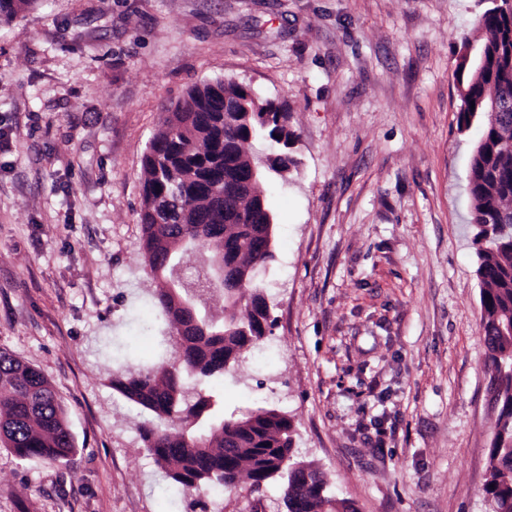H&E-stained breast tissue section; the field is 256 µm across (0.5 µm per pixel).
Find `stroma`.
Returning <instances> with one entry per match:
<instances>
[{"label": "stroma", "mask_w": 512, "mask_h": 512, "mask_svg": "<svg viewBox=\"0 0 512 512\" xmlns=\"http://www.w3.org/2000/svg\"><path fill=\"white\" fill-rule=\"evenodd\" d=\"M483 0H36L0 20V351L66 411L69 464L0 447V512H286L244 479L207 509L146 451L112 388L158 287L142 159L193 86L285 101L298 161L272 181L271 334L213 389L274 408L294 455L359 512H486L497 415L470 245L455 71Z\"/></svg>", "instance_id": "obj_1"}]
</instances>
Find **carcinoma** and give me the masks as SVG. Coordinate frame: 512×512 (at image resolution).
Masks as SVG:
<instances>
[{
  "label": "carcinoma",
  "mask_w": 512,
  "mask_h": 512,
  "mask_svg": "<svg viewBox=\"0 0 512 512\" xmlns=\"http://www.w3.org/2000/svg\"><path fill=\"white\" fill-rule=\"evenodd\" d=\"M36 0H0L10 19ZM478 45L465 37L456 72L464 87L457 128L475 123L482 136L470 161L469 224L476 276L481 284V326L489 349L490 390L497 400L489 477L483 487L489 512H512V0H489ZM501 111L491 113V100ZM274 146L263 162L256 141ZM297 133L290 112L251 88L217 80L195 86L168 114L142 160L140 223L147 261L169 257L182 265L188 250L202 255L184 282L196 295L193 313L174 311L167 287L147 310L168 317L178 361L133 369L117 362L112 388L153 416L139 427L157 465L184 493L211 494L247 478L260 486L279 477L287 512H358L334 495L323 473L295 472L293 423L281 411L257 408L239 414L214 409L202 390L224 380L241 354L272 326L252 271L274 260V214L264 183L287 178L297 165ZM256 166L250 185L239 175ZM224 263L225 283L239 277L247 298L224 297L222 314L206 296L216 290L213 265ZM0 447L22 460L65 464L74 440L47 380L36 368L0 351Z\"/></svg>",
  "instance_id": "obj_1"
}]
</instances>
